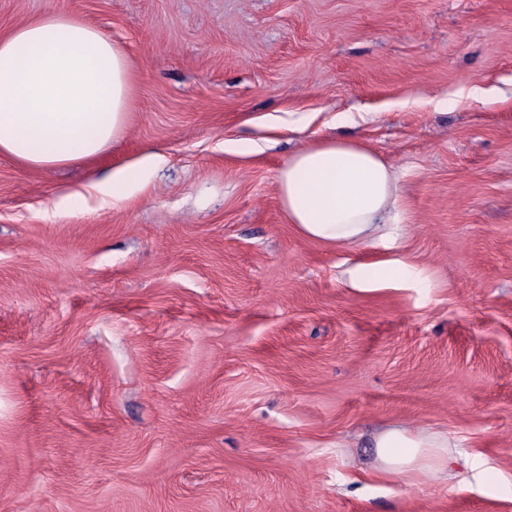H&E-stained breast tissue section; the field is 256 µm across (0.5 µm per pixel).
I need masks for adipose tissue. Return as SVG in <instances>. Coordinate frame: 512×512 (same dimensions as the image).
<instances>
[{
  "mask_svg": "<svg viewBox=\"0 0 512 512\" xmlns=\"http://www.w3.org/2000/svg\"><path fill=\"white\" fill-rule=\"evenodd\" d=\"M135 73L124 47L86 21L51 11L0 35V154L32 169L65 167L99 156L126 132ZM164 158L147 154L94 183L116 201L142 194ZM289 223L311 238L373 245L401 231V189L394 168L357 141L324 137L295 152L277 175ZM387 472L442 479L464 463L485 476L440 433L392 427L376 440Z\"/></svg>",
  "mask_w": 512,
  "mask_h": 512,
  "instance_id": "obj_1",
  "label": "adipose tissue"
}]
</instances>
